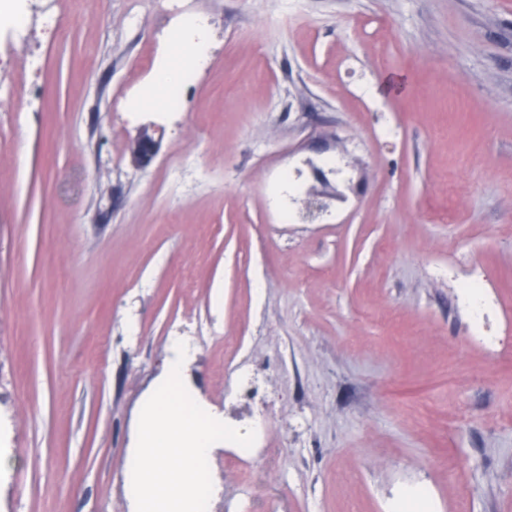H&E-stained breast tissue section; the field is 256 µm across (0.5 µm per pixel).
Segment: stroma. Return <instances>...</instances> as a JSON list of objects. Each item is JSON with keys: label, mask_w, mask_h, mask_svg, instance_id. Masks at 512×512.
Segmentation results:
<instances>
[{"label": "stroma", "mask_w": 512, "mask_h": 512, "mask_svg": "<svg viewBox=\"0 0 512 512\" xmlns=\"http://www.w3.org/2000/svg\"><path fill=\"white\" fill-rule=\"evenodd\" d=\"M13 3L0 512H129L176 327L193 399L256 430L208 462L218 512H512V0H299L289 27L279 0H182L210 57L180 112L136 102L166 0Z\"/></svg>", "instance_id": "obj_1"}]
</instances>
